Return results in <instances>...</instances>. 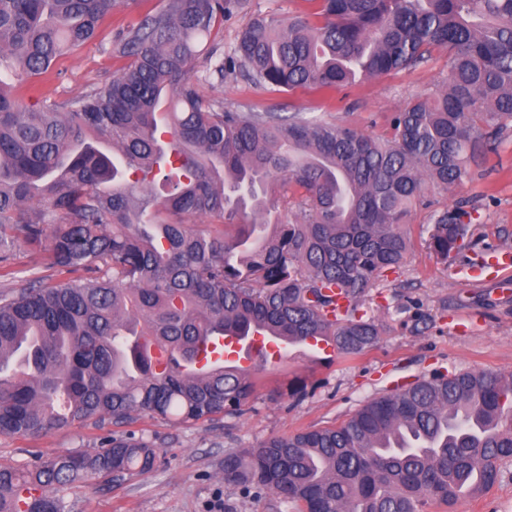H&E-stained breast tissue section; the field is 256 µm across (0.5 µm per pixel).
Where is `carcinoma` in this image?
I'll return each mask as SVG.
<instances>
[{
    "label": "carcinoma",
    "instance_id": "cac0c4a2",
    "mask_svg": "<svg viewBox=\"0 0 512 512\" xmlns=\"http://www.w3.org/2000/svg\"><path fill=\"white\" fill-rule=\"evenodd\" d=\"M136 2L0 0V264L22 244L69 274L0 294V435L238 411L266 361L197 367L228 329L330 336L341 355L361 353L379 335L369 291L405 261L404 224L426 187L463 183L512 126V0H309L286 23L249 21L228 57L212 31L247 0H164L111 40L127 60L112 79L37 107L16 94ZM436 51L445 89L393 113L384 137L202 91L240 72L325 94ZM168 170L162 196L154 182ZM471 224L458 204L436 213L428 248L448 259ZM140 336L166 348L167 367ZM509 458L512 375L435 371L340 425L227 451L224 480L299 512H418L492 486ZM155 460L130 436L0 467V512H64L53 486L122 484Z\"/></svg>",
    "mask_w": 512,
    "mask_h": 512
}]
</instances>
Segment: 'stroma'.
Here are the masks:
<instances>
[{
	"instance_id": "obj_1",
	"label": "stroma",
	"mask_w": 512,
	"mask_h": 512,
	"mask_svg": "<svg viewBox=\"0 0 512 512\" xmlns=\"http://www.w3.org/2000/svg\"><path fill=\"white\" fill-rule=\"evenodd\" d=\"M248 2L244 12L213 31L224 52H232L240 29L251 18L272 15L285 21L307 7L305 0ZM160 5V0H137L113 10L93 43L62 56L56 76L24 84L21 95L30 102L61 101L111 78L125 61L109 55L110 40ZM447 80L448 58L437 52L423 64L327 95L303 88L280 94L240 75L225 79L211 93L228 106L247 104L262 110L286 103L305 116L385 136L393 112L430 96ZM461 200L473 210L475 237L497 251L512 252V133L497 153L473 168L468 180L447 190L429 187L423 204L413 208L404 226L410 242L406 261L371 290V314L379 336L361 354L330 363L297 355L269 362L241 412L209 421L176 424L144 415L123 426L101 428L89 420L36 438L0 435V465L25 470L40 457L93 455L112 437L132 433L156 448L153 470L121 486L100 479L55 486L51 494L65 512H293L279 496L248 493L225 481V452L341 424L368 400L438 370L512 373V271L489 270L475 278L469 268L470 252L442 260L427 248L435 213ZM38 277L58 279L35 250L17 247L7 275L0 276V291ZM297 377L309 384L308 395L298 402L288 395V382ZM422 512H512V463L502 465L491 488L449 506L427 502Z\"/></svg>"
}]
</instances>
